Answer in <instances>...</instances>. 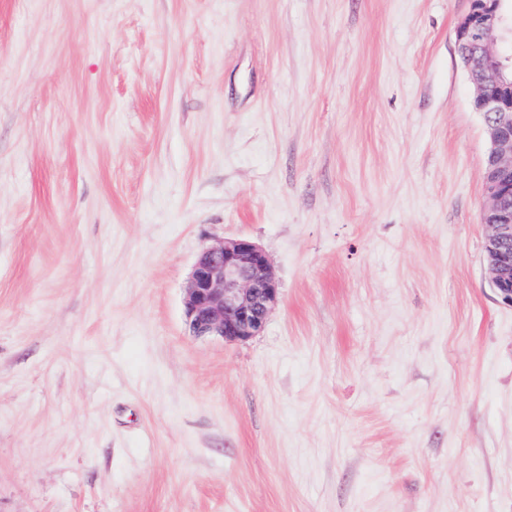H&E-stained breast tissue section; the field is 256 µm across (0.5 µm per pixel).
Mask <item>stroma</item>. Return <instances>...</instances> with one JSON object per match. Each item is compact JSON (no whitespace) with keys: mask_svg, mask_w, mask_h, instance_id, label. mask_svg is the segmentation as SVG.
Listing matches in <instances>:
<instances>
[{"mask_svg":"<svg viewBox=\"0 0 512 512\" xmlns=\"http://www.w3.org/2000/svg\"><path fill=\"white\" fill-rule=\"evenodd\" d=\"M469 4L0 0V512H512ZM280 299L265 251L248 238L204 247L186 287L185 315L194 336L245 341L259 334Z\"/></svg>","mask_w":512,"mask_h":512,"instance_id":"35a3bbf8","label":"stroma"}]
</instances>
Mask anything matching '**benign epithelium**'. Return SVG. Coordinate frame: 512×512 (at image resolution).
Masks as SVG:
<instances>
[{
    "instance_id": "benign-epithelium-1",
    "label": "benign epithelium",
    "mask_w": 512,
    "mask_h": 512,
    "mask_svg": "<svg viewBox=\"0 0 512 512\" xmlns=\"http://www.w3.org/2000/svg\"><path fill=\"white\" fill-rule=\"evenodd\" d=\"M506 32L512 34V14L501 0H470L455 40L473 85L471 105L483 114L490 140L482 171L486 263L495 294L512 305V79H505L506 58L496 48ZM279 299L265 251L248 238L222 239L195 260L185 315L195 336L245 341L262 331Z\"/></svg>"
}]
</instances>
